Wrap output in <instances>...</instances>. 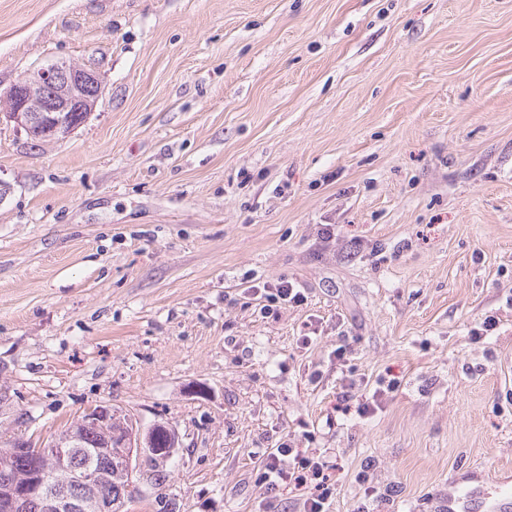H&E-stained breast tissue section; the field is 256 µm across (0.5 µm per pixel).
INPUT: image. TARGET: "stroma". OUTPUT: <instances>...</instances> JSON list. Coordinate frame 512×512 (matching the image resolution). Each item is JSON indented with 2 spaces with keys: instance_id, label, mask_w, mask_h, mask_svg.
Segmentation results:
<instances>
[{
  "instance_id": "1",
  "label": "stroma",
  "mask_w": 512,
  "mask_h": 512,
  "mask_svg": "<svg viewBox=\"0 0 512 512\" xmlns=\"http://www.w3.org/2000/svg\"><path fill=\"white\" fill-rule=\"evenodd\" d=\"M60 61L67 139L0 108V438L173 426L126 512H303L286 441L328 512L512 489V0H0V92ZM265 290L268 292L267 297L271 302L284 305L300 303L305 297L299 288H295L291 282L285 280H281ZM295 448H276L270 452L263 464V479L271 488L282 483H293L299 489H310V496L304 502L305 512H327L325 505L331 495L328 476L324 473L327 462L320 456L296 453L294 467L285 471L281 468L279 455L293 454ZM321 479V480H320ZM319 480V481H317Z\"/></svg>"
}]
</instances>
